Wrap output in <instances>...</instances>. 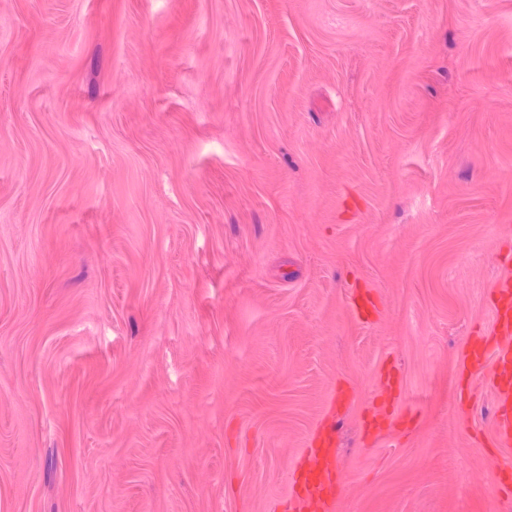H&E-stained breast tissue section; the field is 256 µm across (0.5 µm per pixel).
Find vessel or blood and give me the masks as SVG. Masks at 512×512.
<instances>
[{
    "mask_svg": "<svg viewBox=\"0 0 512 512\" xmlns=\"http://www.w3.org/2000/svg\"><path fill=\"white\" fill-rule=\"evenodd\" d=\"M353 315L361 322H374L379 306L371 292L353 291L349 296ZM492 319L485 332L467 343L462 354L460 369L463 379L486 373L497 412L492 433L487 440L497 453L492 457L493 488L501 492L512 485V458L505 449L512 447V276L495 282L492 288ZM395 389L393 376L379 379L376 395L382 403L372 410L364 424L365 435H373L376 426L388 418L385 399ZM358 390L347 386L334 391L328 410L313 428L305 448L297 461L291 464V484L288 493V512H333L346 480V473L336 462L335 404L351 403Z\"/></svg>",
    "mask_w": 512,
    "mask_h": 512,
    "instance_id": "1",
    "label": "vessel or blood"
}]
</instances>
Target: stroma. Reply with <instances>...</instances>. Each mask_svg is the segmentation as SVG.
I'll use <instances>...</instances> for the list:
<instances>
[{
	"label": "stroma",
	"mask_w": 512,
	"mask_h": 512,
	"mask_svg": "<svg viewBox=\"0 0 512 512\" xmlns=\"http://www.w3.org/2000/svg\"><path fill=\"white\" fill-rule=\"evenodd\" d=\"M509 170L512 0H0V512H279L347 384L335 512H512ZM492 319L485 335L472 336L462 354L460 369L466 379L468 401L470 380L486 364L491 371L486 378L497 412L492 434L487 440L492 448L512 447V276L495 282L492 288ZM349 306L353 315L363 323H372L378 317L379 306L372 298V291L355 289L349 296ZM491 459L493 462V488L496 496L499 499L503 500V498L501 497V491L508 490V485L511 480L512 473V458L511 456L495 454L491 457Z\"/></svg>",
	"instance_id": "obj_1"
}]
</instances>
